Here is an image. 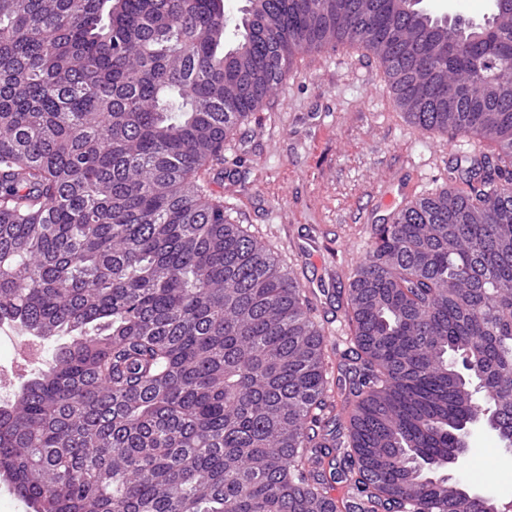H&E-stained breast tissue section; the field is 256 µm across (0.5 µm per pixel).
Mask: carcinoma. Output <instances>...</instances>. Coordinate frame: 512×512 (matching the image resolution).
Returning a JSON list of instances; mask_svg holds the SVG:
<instances>
[{
  "instance_id": "obj_1",
  "label": "carcinoma",
  "mask_w": 512,
  "mask_h": 512,
  "mask_svg": "<svg viewBox=\"0 0 512 512\" xmlns=\"http://www.w3.org/2000/svg\"><path fill=\"white\" fill-rule=\"evenodd\" d=\"M245 2L0 0V325L72 337L0 406V480L30 512L466 510L453 434L512 452V12L476 42L406 0ZM324 49L473 150L373 225L336 363L206 179Z\"/></svg>"
}]
</instances>
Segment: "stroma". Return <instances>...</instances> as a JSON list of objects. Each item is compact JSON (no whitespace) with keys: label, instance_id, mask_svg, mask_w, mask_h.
Segmentation results:
<instances>
[{"label":"stroma","instance_id":"1","mask_svg":"<svg viewBox=\"0 0 512 512\" xmlns=\"http://www.w3.org/2000/svg\"><path fill=\"white\" fill-rule=\"evenodd\" d=\"M470 151L465 139L409 124L374 58L326 49L298 57L287 82L225 142L210 188L315 289L318 318L342 350L349 327L336 292L363 262L371 225L393 212L386 195H399L405 183L421 194L444 185L449 167ZM469 447L450 468L454 479L512 502V453L480 428Z\"/></svg>","mask_w":512,"mask_h":512}]
</instances>
